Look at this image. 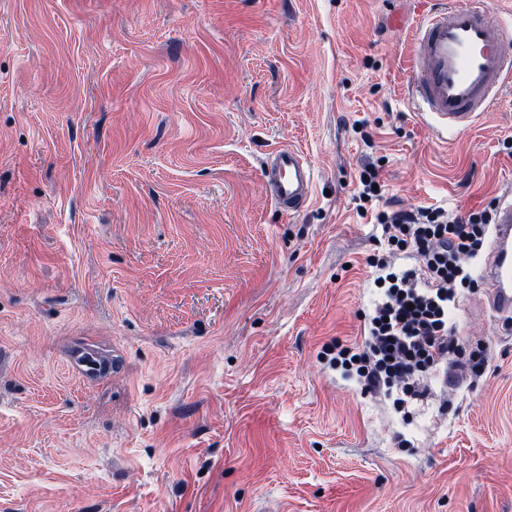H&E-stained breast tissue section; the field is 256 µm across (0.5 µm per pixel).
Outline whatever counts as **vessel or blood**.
Listing matches in <instances>:
<instances>
[{
	"mask_svg": "<svg viewBox=\"0 0 512 512\" xmlns=\"http://www.w3.org/2000/svg\"><path fill=\"white\" fill-rule=\"evenodd\" d=\"M416 79L411 86L439 136L470 128L507 80H512V30L493 18L485 0H444L413 37ZM274 205L293 215L313 198L314 176L301 152L273 148L262 173ZM474 275L486 288L491 309L512 317V198L493 214L491 257Z\"/></svg>",
	"mask_w": 512,
	"mask_h": 512,
	"instance_id": "vessel-or-blood-1",
	"label": "vessel or blood"
}]
</instances>
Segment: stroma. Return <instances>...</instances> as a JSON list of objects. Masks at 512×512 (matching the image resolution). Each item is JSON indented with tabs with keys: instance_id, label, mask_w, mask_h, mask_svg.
I'll return each mask as SVG.
<instances>
[{
	"instance_id": "stroma-1",
	"label": "stroma",
	"mask_w": 512,
	"mask_h": 512,
	"mask_svg": "<svg viewBox=\"0 0 512 512\" xmlns=\"http://www.w3.org/2000/svg\"><path fill=\"white\" fill-rule=\"evenodd\" d=\"M416 0H0V512H512V331L411 413L331 365L379 210L512 192V82L440 140ZM312 203L281 213L267 152ZM382 195L359 207V174ZM262 176L270 200L281 212L293 215L310 205L314 193L313 171L296 148H273Z\"/></svg>"
}]
</instances>
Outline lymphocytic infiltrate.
I'll list each match as a JSON object with an SVG mask.
<instances>
[{
    "label": "lymphocytic infiltrate",
    "instance_id": "obj_1",
    "mask_svg": "<svg viewBox=\"0 0 512 512\" xmlns=\"http://www.w3.org/2000/svg\"><path fill=\"white\" fill-rule=\"evenodd\" d=\"M387 256L377 260L381 297L368 318L361 351L337 345L335 361L355 370L363 390L423 397L425 379L447 376L448 361L483 373L484 360L468 353L451 334L449 305L457 289L472 285L469 261L479 254L492 223L490 209L466 215L439 208L380 212ZM408 254L418 268L394 270L390 258Z\"/></svg>",
    "mask_w": 512,
    "mask_h": 512
}]
</instances>
